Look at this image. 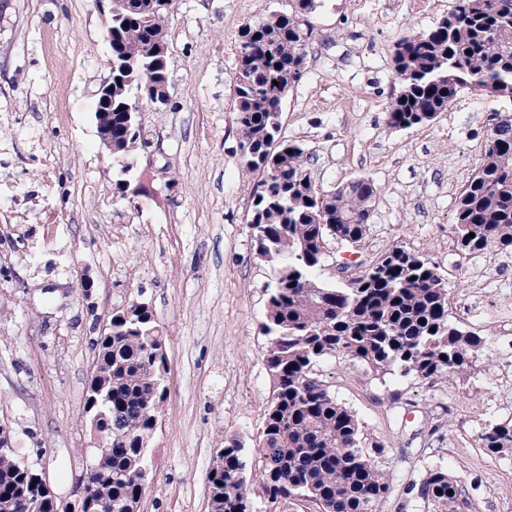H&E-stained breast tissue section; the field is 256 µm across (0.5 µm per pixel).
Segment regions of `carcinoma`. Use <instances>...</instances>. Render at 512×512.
<instances>
[{
  "label": "carcinoma",
  "mask_w": 512,
  "mask_h": 512,
  "mask_svg": "<svg viewBox=\"0 0 512 512\" xmlns=\"http://www.w3.org/2000/svg\"><path fill=\"white\" fill-rule=\"evenodd\" d=\"M323 0H288L246 24L239 35L234 120L251 171L262 172L249 224L257 254L276 272L262 330L265 365L273 382L259 440L258 470L247 469L243 446L224 440L210 476L209 512H252L249 484H259L277 512L306 501L312 512H378L390 492L378 455L363 447L357 416L336 400L321 377L338 354L377 372L395 369L434 382L462 371L481 338L449 316L450 294L437 266L420 250L394 246L341 288L322 281L327 242L365 238L376 187L356 177L331 191L317 188L298 143L279 139L281 104L306 74L312 15ZM166 0H112V157L123 176L145 144L131 91L146 100L165 97L167 62L153 49L168 44ZM393 54L402 76L386 119L398 130L423 127L448 111L466 89L512 101V0H461L436 25L410 31ZM475 237H469V233ZM452 236L465 255L512 252V113L488 117L484 151L459 192ZM99 372L112 381L103 411L112 423V446L99 451L86 478L103 512H134L151 466L150 441L166 398L164 336L151 310L132 301L112 310V335L96 339ZM482 447L512 450V421L487 426ZM455 479L431 469L418 496L433 512H450ZM65 512L41 488L33 470L0 451V512Z\"/></svg>",
  "instance_id": "obj_1"
}]
</instances>
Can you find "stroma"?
Here are the masks:
<instances>
[{
  "instance_id": "stroma-1",
  "label": "stroma",
  "mask_w": 512,
  "mask_h": 512,
  "mask_svg": "<svg viewBox=\"0 0 512 512\" xmlns=\"http://www.w3.org/2000/svg\"><path fill=\"white\" fill-rule=\"evenodd\" d=\"M453 3L324 0L306 75L282 104L281 135L305 148L321 189L376 187L366 237L329 242L320 278L343 286L393 246L424 250L452 316L482 339L461 374L432 383L341 355L323 365L365 444L385 447L392 492L379 512H431L405 488L433 468L458 482L454 512H512V452L478 439L512 419V327L495 317L512 307V252L467 256L450 234L487 116L512 103L467 91L427 127L386 121L397 42ZM109 4L0 0V422L58 500H74L94 452L83 421L94 342L113 309L145 303L169 373L139 512H209L224 438L255 466L272 395L261 323L274 272L248 224L260 175L244 165L232 109L242 27L288 0H175L169 102L140 112L150 145L122 189L94 116Z\"/></svg>"
}]
</instances>
